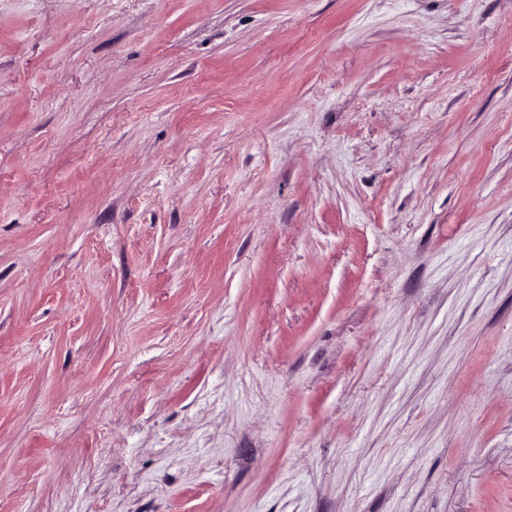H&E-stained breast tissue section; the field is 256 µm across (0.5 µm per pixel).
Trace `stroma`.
I'll list each match as a JSON object with an SVG mask.
<instances>
[{
	"label": "stroma",
	"instance_id": "1",
	"mask_svg": "<svg viewBox=\"0 0 512 512\" xmlns=\"http://www.w3.org/2000/svg\"><path fill=\"white\" fill-rule=\"evenodd\" d=\"M0 512H512V0H0Z\"/></svg>",
	"mask_w": 512,
	"mask_h": 512
}]
</instances>
